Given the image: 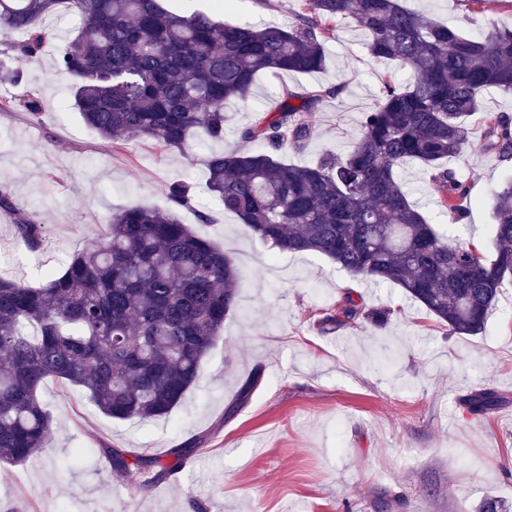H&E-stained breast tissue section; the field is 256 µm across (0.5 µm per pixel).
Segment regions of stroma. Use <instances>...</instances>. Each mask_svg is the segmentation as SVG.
<instances>
[{"mask_svg":"<svg viewBox=\"0 0 512 512\" xmlns=\"http://www.w3.org/2000/svg\"><path fill=\"white\" fill-rule=\"evenodd\" d=\"M460 32L477 36L512 28V5L486 0H406ZM300 0H228L223 20L288 26ZM366 34L340 23L326 46L323 71L262 74L224 129V139H193L188 153L130 137L117 149L88 128L72 105L69 80L54 56L17 60L23 92L42 112H0V184L16 210L47 227L41 249L20 242L12 216L0 212V271L39 286L88 246L119 209L161 207L176 180L194 184L212 223L181 220L230 256L242 271L236 308L206 354L204 374L166 417L115 421L79 389L50 379L39 390L54 417L50 452L0 475V512H476L484 498L512 512V282L481 333L460 336L403 290L352 276L327 258L271 251L234 214L217 209L205 187V161L242 148L241 129L259 112H274L283 87H337L310 116L318 135L305 151L284 147L285 161L347 155L364 112L381 96L380 77L410 69L373 59ZM512 116V92L485 95V110L468 117L472 143L446 162L470 190L464 216L449 223L439 190L422 166L399 168V180L437 232L492 256L490 194L512 179V159L486 149L485 112ZM368 308L393 310L383 328L320 325L343 295ZM261 381L237 412L229 407L254 371ZM491 388L504 402L478 416L463 403ZM205 437L182 460L169 450ZM160 458L166 478L130 490L104 448Z\"/></svg>","mask_w":512,"mask_h":512,"instance_id":"35a3bbf8","label":"stroma"}]
</instances>
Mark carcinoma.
<instances>
[{
	"mask_svg": "<svg viewBox=\"0 0 512 512\" xmlns=\"http://www.w3.org/2000/svg\"><path fill=\"white\" fill-rule=\"evenodd\" d=\"M61 12L82 18L63 43L47 23ZM341 21L367 34L372 58L412 69L415 80L385 76L381 101L363 113L352 150L308 164L275 151L307 147L316 136L307 115L335 90H284L277 112L241 130L243 142L260 148L209 156L207 189L263 246L318 254L354 276L392 283L452 333L475 336L512 279V181L493 194L495 255L487 258L439 235L396 170L420 163L448 219L461 218L467 189L443 162L469 143L465 119L484 111V93L512 91V29L465 36L402 0H302L286 27L182 15L160 0H0V35L25 34L1 41L0 53L35 57L54 48L75 110L99 136L121 146L136 135L182 151L195 136L224 140L233 108L260 73L323 69ZM22 81L0 63V85ZM20 110L34 119L41 105L30 94L0 100V111ZM485 126V145L512 155V118L488 112ZM166 199L165 209L111 214L98 241L38 287L0 273V466L49 446L54 418L38 396L49 378L82 388L119 421L168 416L201 378L203 359L237 304L241 273L180 221L179 211L195 209L189 184H170ZM14 226L28 249L42 246L45 225L17 215ZM391 316L346 294L320 323L384 327ZM260 378L257 371L242 383L232 408L249 402ZM464 401L484 415L501 397L484 388ZM103 453L131 485L143 474L161 480L172 471L156 457Z\"/></svg>",
	"mask_w": 512,
	"mask_h": 512,
	"instance_id": "1",
	"label": "carcinoma"
}]
</instances>
